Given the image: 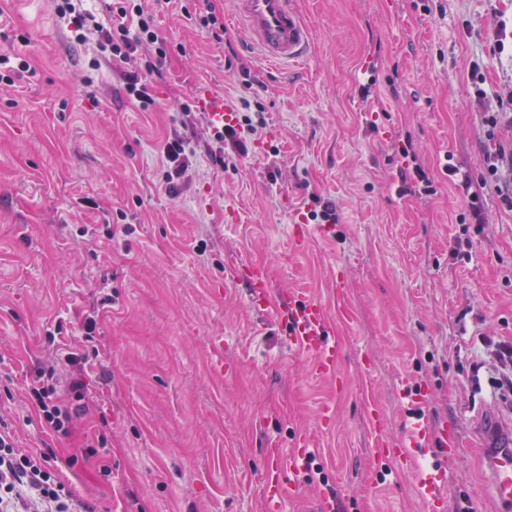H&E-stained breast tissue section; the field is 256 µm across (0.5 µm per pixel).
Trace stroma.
Masks as SVG:
<instances>
[{
  "label": "stroma",
  "mask_w": 512,
  "mask_h": 512,
  "mask_svg": "<svg viewBox=\"0 0 512 512\" xmlns=\"http://www.w3.org/2000/svg\"><path fill=\"white\" fill-rule=\"evenodd\" d=\"M296 2L309 56L265 65L232 0H216L220 41L202 0H151L169 52L141 102L125 89L137 60L101 58L53 0H0V419L95 512H267L270 449L288 453L326 411L331 427L283 475L281 512H318L322 495L329 512H466L483 487L470 433L501 399L491 352L512 342V210L485 188L482 223L462 225L460 178L483 170L484 113L512 114L498 49L512 0ZM201 82L265 109L247 152L225 148L220 165ZM177 128L197 153L168 184L157 148ZM317 197L337 221L294 244ZM239 259L323 305L338 379L229 278ZM87 344L100 356L64 436L31 389L53 375L66 396L77 371L63 353ZM375 409L394 439L424 415L458 431L454 460L424 458L447 470L439 508L413 468L377 454Z\"/></svg>",
  "instance_id": "1"
}]
</instances>
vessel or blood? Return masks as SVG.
Here are the masks:
<instances>
[{
    "instance_id": "obj_1",
    "label": "vessel or blood",
    "mask_w": 512,
    "mask_h": 512,
    "mask_svg": "<svg viewBox=\"0 0 512 512\" xmlns=\"http://www.w3.org/2000/svg\"><path fill=\"white\" fill-rule=\"evenodd\" d=\"M234 20L245 35L248 44L266 61L292 63L303 59L311 46V30L294 0H233ZM199 104L215 125H223L224 115L233 111L234 105L223 95L208 87L198 89ZM233 277L244 285L252 303L265 312L272 313L292 325L291 336L299 342L302 350L314 361L315 370L322 376H335L342 359L338 345L328 343L323 335L327 329L324 307L314 300H302L300 309H292L288 296L274 297L270 284L273 274L269 266L256 262L232 264ZM496 418L490 417L479 426L478 438L484 439L483 465L489 488L495 496L501 512H512V444L490 443ZM311 432H301L289 456H276L274 474L265 486L266 497L271 504H279L286 492L282 473L289 464H296L305 450L311 446ZM459 439L447 428L436 429L421 421L409 428L401 439L392 441L386 436L382 423L374 425V445L378 449H391V458L401 463H415L416 452L421 448H457ZM421 495L432 504L444 500L448 486L441 471L418 472Z\"/></svg>"
}]
</instances>
